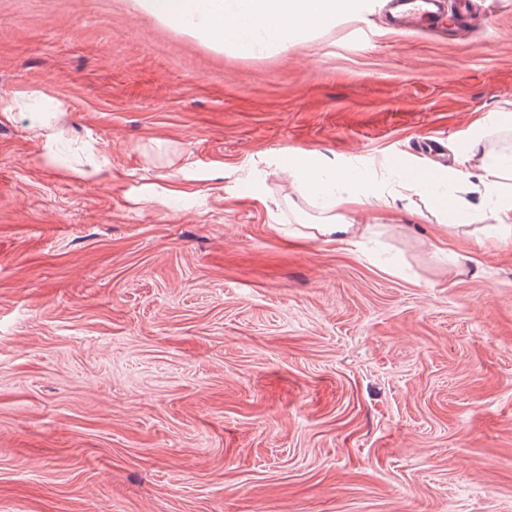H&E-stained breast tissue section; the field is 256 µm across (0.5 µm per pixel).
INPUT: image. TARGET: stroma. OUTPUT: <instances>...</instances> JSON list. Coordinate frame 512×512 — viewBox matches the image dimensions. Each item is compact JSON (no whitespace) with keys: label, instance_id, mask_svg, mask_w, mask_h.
<instances>
[{"label":"stroma","instance_id":"stroma-1","mask_svg":"<svg viewBox=\"0 0 512 512\" xmlns=\"http://www.w3.org/2000/svg\"><path fill=\"white\" fill-rule=\"evenodd\" d=\"M476 3L462 39L366 0L248 57L0 0V104L59 105L0 113V512H512V232L386 173L512 144V0ZM289 150L392 210L294 239Z\"/></svg>","mask_w":512,"mask_h":512}]
</instances>
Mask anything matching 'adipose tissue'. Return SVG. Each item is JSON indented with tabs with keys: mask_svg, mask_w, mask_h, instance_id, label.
<instances>
[{
	"mask_svg": "<svg viewBox=\"0 0 512 512\" xmlns=\"http://www.w3.org/2000/svg\"><path fill=\"white\" fill-rule=\"evenodd\" d=\"M141 10L160 21L186 28L220 48L245 56L279 51L296 38L333 26L338 17L358 10L360 0H137ZM294 192L316 218L307 235L339 245L352 244L360 226L354 215L389 201L370 177L324 169L311 153L287 151L284 157ZM395 172L399 187L434 200L456 224L512 226V153L488 154L476 175L477 189L489 206L473 209L450 194L459 171L421 167Z\"/></svg>",
	"mask_w": 512,
	"mask_h": 512,
	"instance_id": "adipose-tissue-1",
	"label": "adipose tissue"
}]
</instances>
